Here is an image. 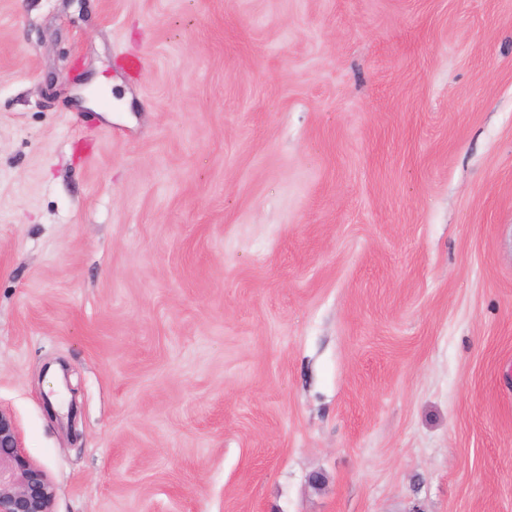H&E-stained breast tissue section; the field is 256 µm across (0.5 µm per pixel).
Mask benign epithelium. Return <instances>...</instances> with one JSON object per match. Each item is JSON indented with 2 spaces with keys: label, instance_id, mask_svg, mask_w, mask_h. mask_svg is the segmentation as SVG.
Instances as JSON below:
<instances>
[{
  "label": "benign epithelium",
  "instance_id": "obj_1",
  "mask_svg": "<svg viewBox=\"0 0 512 512\" xmlns=\"http://www.w3.org/2000/svg\"><path fill=\"white\" fill-rule=\"evenodd\" d=\"M54 485L23 452L13 416L0 407V512H54Z\"/></svg>",
  "mask_w": 512,
  "mask_h": 512
}]
</instances>
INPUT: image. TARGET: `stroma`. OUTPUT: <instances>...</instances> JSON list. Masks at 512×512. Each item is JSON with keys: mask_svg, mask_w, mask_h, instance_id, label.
Listing matches in <instances>:
<instances>
[{"mask_svg": "<svg viewBox=\"0 0 512 512\" xmlns=\"http://www.w3.org/2000/svg\"><path fill=\"white\" fill-rule=\"evenodd\" d=\"M0 407L55 512H512V0H0Z\"/></svg>", "mask_w": 512, "mask_h": 512, "instance_id": "obj_1", "label": "stroma"}]
</instances>
